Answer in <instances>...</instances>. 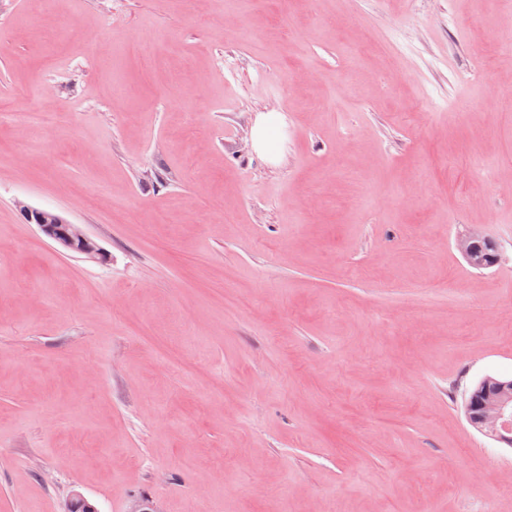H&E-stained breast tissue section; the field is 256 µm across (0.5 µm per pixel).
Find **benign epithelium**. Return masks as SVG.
Masks as SVG:
<instances>
[{"mask_svg": "<svg viewBox=\"0 0 512 512\" xmlns=\"http://www.w3.org/2000/svg\"><path fill=\"white\" fill-rule=\"evenodd\" d=\"M25 213L41 233L65 250L86 256L101 254L95 240L64 216L60 215L48 224L39 209L28 207ZM482 239L484 234L473 230L459 237L456 247L469 260L476 256L478 241ZM464 413L474 430L512 449V377L484 378L469 392L464 402Z\"/></svg>", "mask_w": 512, "mask_h": 512, "instance_id": "obj_1", "label": "benign epithelium"}]
</instances>
